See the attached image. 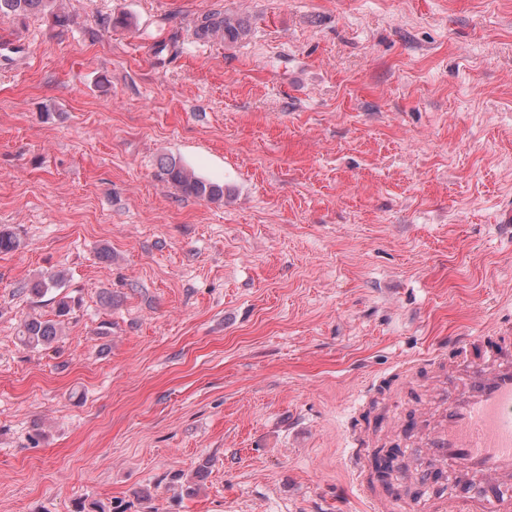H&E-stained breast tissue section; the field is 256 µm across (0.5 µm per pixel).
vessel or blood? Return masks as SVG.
Here are the masks:
<instances>
[{"label":"vessel or blood","instance_id":"obj_1","mask_svg":"<svg viewBox=\"0 0 512 512\" xmlns=\"http://www.w3.org/2000/svg\"><path fill=\"white\" fill-rule=\"evenodd\" d=\"M441 386L433 421L410 413L399 424L419 437L414 457L419 486L447 475L448 493L427 497L421 512H512V326L457 337L447 351L380 380V390L409 395L422 371ZM383 418L356 411L348 424L347 464L370 512H394L388 491L398 451L380 447Z\"/></svg>","mask_w":512,"mask_h":512}]
</instances>
